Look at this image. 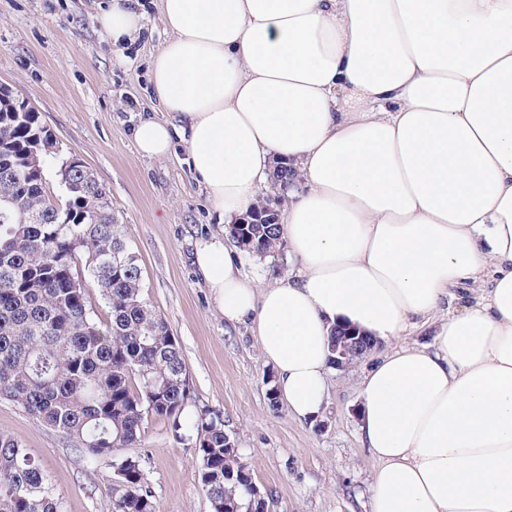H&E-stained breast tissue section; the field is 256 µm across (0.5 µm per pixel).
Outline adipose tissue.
Returning a JSON list of instances; mask_svg holds the SVG:
<instances>
[{
    "label": "adipose tissue",
    "instance_id": "obj_1",
    "mask_svg": "<svg viewBox=\"0 0 512 512\" xmlns=\"http://www.w3.org/2000/svg\"><path fill=\"white\" fill-rule=\"evenodd\" d=\"M150 78L207 199L234 219L274 161L298 173L282 234L294 267L246 279L212 234L193 262L226 322L250 326L280 400L327 401L329 341L384 342L360 380L376 461L370 512H512V0H160ZM112 43L142 16L113 0ZM430 327L431 343L397 345Z\"/></svg>",
    "mask_w": 512,
    "mask_h": 512
}]
</instances>
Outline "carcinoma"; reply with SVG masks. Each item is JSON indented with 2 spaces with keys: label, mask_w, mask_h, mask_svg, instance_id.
<instances>
[{
  "label": "carcinoma",
  "mask_w": 512,
  "mask_h": 512,
  "mask_svg": "<svg viewBox=\"0 0 512 512\" xmlns=\"http://www.w3.org/2000/svg\"><path fill=\"white\" fill-rule=\"evenodd\" d=\"M42 133L39 113L0 109V399L63 433L94 462L137 445L149 416L181 428L190 385L167 323L142 299L138 258L112 210L102 207L105 188L74 172L56 203L25 170ZM229 231L248 254L273 257L285 248L279 224H233ZM79 266L98 289L104 320L88 289L74 285ZM350 336L360 332L335 328L331 357ZM197 433L211 512H250L254 492L241 478L247 466L235 438L205 414ZM115 473V512H155L137 459L119 458ZM0 512H64L40 462L5 434Z\"/></svg>",
  "instance_id": "1"
}]
</instances>
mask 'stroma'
Masks as SVG:
<instances>
[{
    "mask_svg": "<svg viewBox=\"0 0 512 512\" xmlns=\"http://www.w3.org/2000/svg\"><path fill=\"white\" fill-rule=\"evenodd\" d=\"M100 0H0V86L24 100L109 192L130 250L139 257L142 295L168 324L182 353L192 395L181 417H148L137 459L157 512H210L191 442L200 413L224 422L238 442L270 512H370L374 461L358 430L362 364L330 369L328 401L318 421L268 404L272 366L251 330L226 323L191 256L220 230L186 162V149L141 156L136 123L160 117L149 63L168 39L159 0H139L140 36L112 46L97 23ZM0 433L43 465L66 512H112L111 459L87 462L63 434L0 401Z\"/></svg>",
    "mask_w": 512,
    "mask_h": 512,
    "instance_id": "35a3bbf8",
    "label": "stroma"
}]
</instances>
